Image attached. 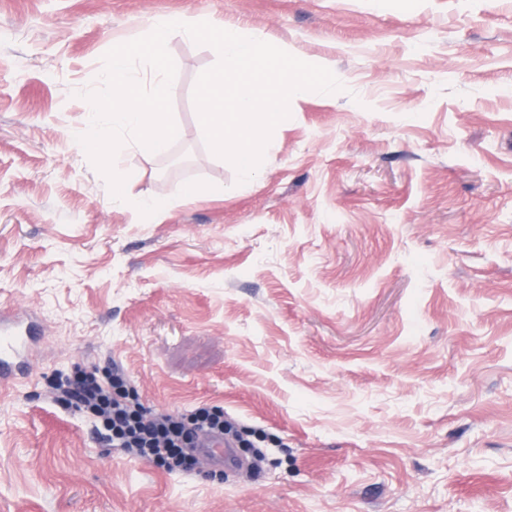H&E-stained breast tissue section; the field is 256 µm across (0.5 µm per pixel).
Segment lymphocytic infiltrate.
Masks as SVG:
<instances>
[{
  "label": "lymphocytic infiltrate",
  "mask_w": 512,
  "mask_h": 512,
  "mask_svg": "<svg viewBox=\"0 0 512 512\" xmlns=\"http://www.w3.org/2000/svg\"><path fill=\"white\" fill-rule=\"evenodd\" d=\"M55 386L67 404L100 423L113 447L170 470L188 465L199 434L228 432L220 411L201 407L188 414L151 412L116 368L93 372L80 369L57 379Z\"/></svg>",
  "instance_id": "1"
}]
</instances>
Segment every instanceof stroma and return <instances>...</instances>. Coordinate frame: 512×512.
<instances>
[{
  "label": "stroma",
  "instance_id": "obj_1",
  "mask_svg": "<svg viewBox=\"0 0 512 512\" xmlns=\"http://www.w3.org/2000/svg\"><path fill=\"white\" fill-rule=\"evenodd\" d=\"M157 17L345 89L295 94L242 183L193 101L217 57L175 36L177 136L122 147L112 203L81 93ZM1 309L41 334L0 384V512H512V0H0ZM78 366L256 450L131 458L54 401Z\"/></svg>",
  "mask_w": 512,
  "mask_h": 512
}]
</instances>
